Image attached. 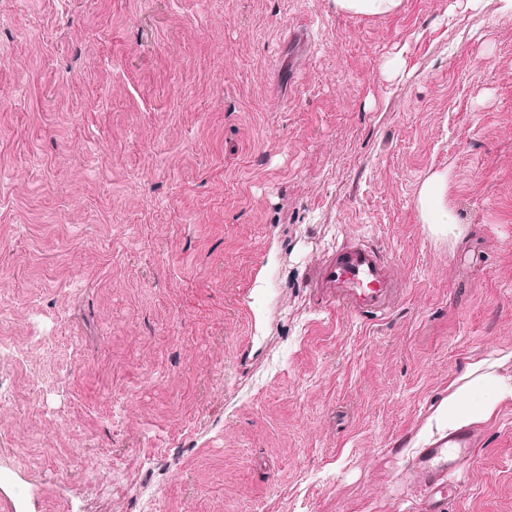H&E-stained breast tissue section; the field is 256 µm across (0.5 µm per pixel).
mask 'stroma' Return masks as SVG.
Listing matches in <instances>:
<instances>
[{"mask_svg":"<svg viewBox=\"0 0 512 512\" xmlns=\"http://www.w3.org/2000/svg\"><path fill=\"white\" fill-rule=\"evenodd\" d=\"M5 18L0 512H422L418 431L512 350V13ZM436 172L456 222L437 234L418 206ZM353 240L399 288L371 320L317 285ZM474 430L440 512H512V401Z\"/></svg>","mask_w":512,"mask_h":512,"instance_id":"1","label":"stroma"}]
</instances>
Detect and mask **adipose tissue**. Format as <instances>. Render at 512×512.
Segmentation results:
<instances>
[{"label":"adipose tissue","mask_w":512,"mask_h":512,"mask_svg":"<svg viewBox=\"0 0 512 512\" xmlns=\"http://www.w3.org/2000/svg\"><path fill=\"white\" fill-rule=\"evenodd\" d=\"M447 179L436 173L427 178L418 193V206L424 223L437 228L451 223L444 205ZM450 393L432 409L427 424L418 432V440L434 433L455 430L489 421L498 406L512 398V382L495 375L489 361L470 364L465 383L451 381Z\"/></svg>","instance_id":"ef3b65f1"}]
</instances>
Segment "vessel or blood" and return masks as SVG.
I'll return each instance as SVG.
<instances>
[{
  "label": "vessel or blood",
  "mask_w": 512,
  "mask_h": 512,
  "mask_svg": "<svg viewBox=\"0 0 512 512\" xmlns=\"http://www.w3.org/2000/svg\"><path fill=\"white\" fill-rule=\"evenodd\" d=\"M320 283L332 294L336 305L353 317L385 314L394 295L388 259L360 242L347 246L322 271ZM473 445L471 433H449L416 454L412 474L429 494L446 491L448 471L471 460Z\"/></svg>",
  "instance_id": "1"
}]
</instances>
